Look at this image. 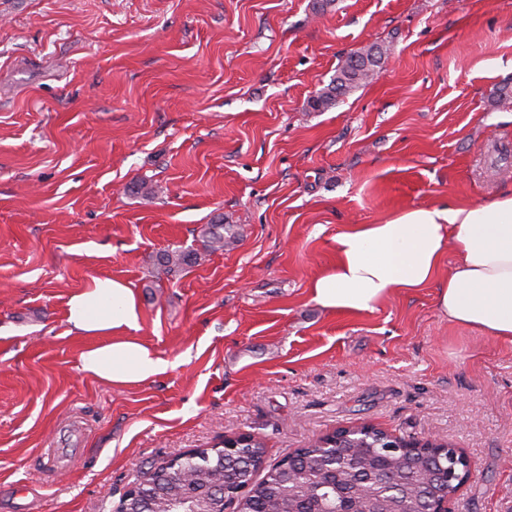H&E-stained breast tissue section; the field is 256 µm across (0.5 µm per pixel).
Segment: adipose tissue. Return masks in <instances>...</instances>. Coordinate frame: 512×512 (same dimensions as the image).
I'll return each instance as SVG.
<instances>
[{
    "label": "adipose tissue",
    "mask_w": 512,
    "mask_h": 512,
    "mask_svg": "<svg viewBox=\"0 0 512 512\" xmlns=\"http://www.w3.org/2000/svg\"><path fill=\"white\" fill-rule=\"evenodd\" d=\"M336 262L315 276L311 298L330 312L374 311L389 296L437 283L448 321L512 342V194L487 203L415 208L380 224H351L335 238ZM454 253L445 264L446 253ZM140 308L125 282L98 277L67 301L73 332L99 337L82 371L115 386L145 382L168 364L137 335Z\"/></svg>",
    "instance_id": "1"
}]
</instances>
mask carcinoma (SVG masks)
<instances>
[{"label": "carcinoma", "mask_w": 512, "mask_h": 512, "mask_svg": "<svg viewBox=\"0 0 512 512\" xmlns=\"http://www.w3.org/2000/svg\"><path fill=\"white\" fill-rule=\"evenodd\" d=\"M376 45L348 55L330 82L310 101L326 111L365 83L380 67ZM200 241L210 252L236 241L232 225L206 224ZM160 265L172 271L197 262L193 249L165 252ZM233 456L224 442L195 448L175 464L151 466L137 478L136 494L119 501L120 512H421L427 504L453 491L448 472L433 452H390L386 432L369 427L352 440L330 433L318 437L283 461L260 468L264 443L250 434L236 439ZM241 486L242 495H232Z\"/></svg>", "instance_id": "1"}]
</instances>
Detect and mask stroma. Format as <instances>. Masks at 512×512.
Wrapping results in <instances>:
<instances>
[{
    "label": "stroma",
    "instance_id": "stroma-1",
    "mask_svg": "<svg viewBox=\"0 0 512 512\" xmlns=\"http://www.w3.org/2000/svg\"><path fill=\"white\" fill-rule=\"evenodd\" d=\"M372 44V80L311 111ZM506 84L512 0H0V512H110L224 437L272 464L362 424L468 455L450 512H512V343L431 286L309 293L345 225L512 193ZM218 218L239 242L165 273ZM106 276L169 363L148 381L80 368L66 304ZM160 265L170 272L175 269L190 267L197 262V253L194 249H184L162 253L159 257Z\"/></svg>",
    "mask_w": 512,
    "mask_h": 512
}]
</instances>
